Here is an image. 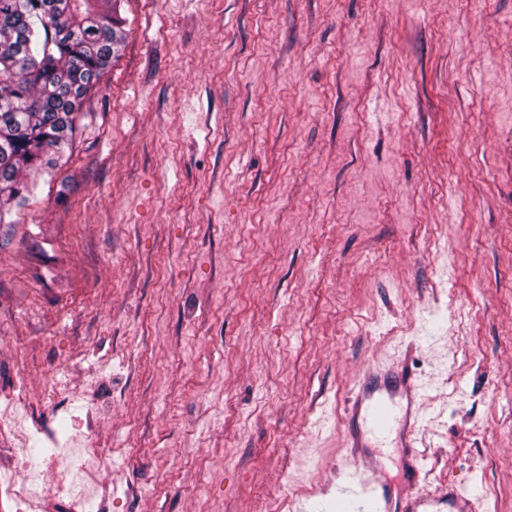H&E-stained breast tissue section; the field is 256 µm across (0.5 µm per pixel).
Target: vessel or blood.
<instances>
[{
	"mask_svg": "<svg viewBox=\"0 0 512 512\" xmlns=\"http://www.w3.org/2000/svg\"><path fill=\"white\" fill-rule=\"evenodd\" d=\"M423 400L422 385L400 367L369 371L357 382L344 406L351 425L350 452L347 481L336 493V512H350L354 496L360 500L361 512H481L480 499L454 485L441 486L431 495L419 490L423 466L414 435L422 421ZM390 435L407 451L406 490L401 494L383 478L380 463L363 453L369 437Z\"/></svg>",
	"mask_w": 512,
	"mask_h": 512,
	"instance_id": "obj_1",
	"label": "vessel or blood"
}]
</instances>
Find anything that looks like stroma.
I'll use <instances>...</instances> for the list:
<instances>
[{"mask_svg": "<svg viewBox=\"0 0 512 512\" xmlns=\"http://www.w3.org/2000/svg\"><path fill=\"white\" fill-rule=\"evenodd\" d=\"M120 14L72 145L0 206V468L59 451L84 512H336L343 402L401 363L424 490L512 512V0Z\"/></svg>", "mask_w": 512, "mask_h": 512, "instance_id": "1", "label": "stroma"}]
</instances>
